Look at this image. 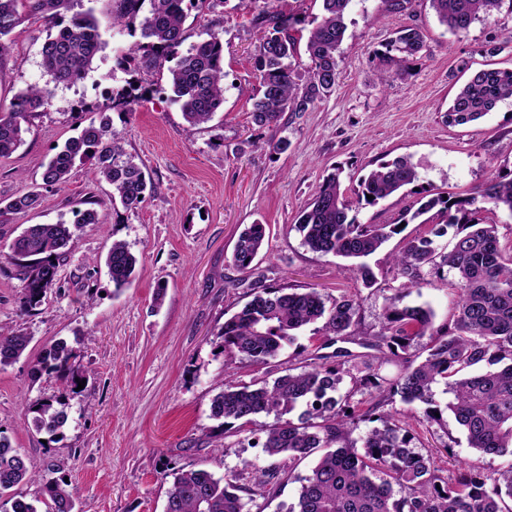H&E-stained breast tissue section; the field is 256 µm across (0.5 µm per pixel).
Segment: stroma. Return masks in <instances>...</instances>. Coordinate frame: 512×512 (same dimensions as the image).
Instances as JSON below:
<instances>
[{"mask_svg": "<svg viewBox=\"0 0 512 512\" xmlns=\"http://www.w3.org/2000/svg\"><path fill=\"white\" fill-rule=\"evenodd\" d=\"M114 0H93L105 49L82 82L55 87L47 111L24 125V142L0 158V198L31 189L47 201L34 211L0 216V251L30 224L72 222L74 210L96 211L98 221L82 225L57 269V282L41 306L25 313L19 301L25 283L13 263L0 258V327L21 329L31 342L15 363L0 368V435L23 454L32 472L62 464L77 497V512H164L168 475L183 469L244 471L260 457L257 444L275 423L261 414L246 426L224 425L211 415L213 397L225 373L249 383L274 380L295 365L301 351L317 352L325 337L314 327L270 364L257 367L219 351L225 320L252 295L233 265V251L246 225H268V242L257 268L270 284L314 288L335 297L353 287L347 259L311 252L296 229L301 210L323 178L340 172L341 189L355 200L359 180L370 169L409 158L420 174L407 187L374 205H360L363 224H390L416 210L417 187L464 196L491 173L512 171V99L481 120L454 126L444 120L449 102L469 70L512 69V0L460 37L447 32L429 0L388 10L380 0H354L342 44L341 74L334 93L314 109L284 113L269 126L254 123L259 88L254 48L263 35V0H211L192 9L185 22L188 42L219 34L224 42V110L192 127L170 100L167 71L147 75V101L132 111L113 110L111 133L143 169L148 189L137 209L112 205L111 187L90 165L73 170L61 185L44 187L43 166L57 145L76 136L91 115L76 111L77 100L101 101L132 77L126 55L138 35L112 27ZM419 26L426 47L407 62L402 75L382 76L370 52L397 29ZM42 23L16 28L10 49L0 55V105L29 85H44ZM499 45L490 54L491 45ZM287 141L279 149V141ZM437 220L404 225L367 259L376 283L362 289L360 335L379 332L384 297L399 287L392 255L405 238L438 230ZM126 242L137 257L131 284L115 289L104 265L113 241ZM428 305L434 325L448 322L457 297L449 281L411 292ZM66 341L72 371L47 374L36 359L56 341ZM83 380L75 389L73 379ZM60 397L68 414L61 437H43L32 425V408ZM442 423H414L410 445L433 455L449 471L469 465L499 469L508 457L470 448L451 411ZM280 468L275 494L255 498L249 512H286L298 498L299 477L313 459Z\"/></svg>", "mask_w": 512, "mask_h": 512, "instance_id": "1", "label": "stroma"}]
</instances>
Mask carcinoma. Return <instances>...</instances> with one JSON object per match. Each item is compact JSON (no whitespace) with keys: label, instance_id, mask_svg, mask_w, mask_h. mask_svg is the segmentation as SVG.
<instances>
[{"label":"carcinoma","instance_id":"cac0c4a2","mask_svg":"<svg viewBox=\"0 0 512 512\" xmlns=\"http://www.w3.org/2000/svg\"><path fill=\"white\" fill-rule=\"evenodd\" d=\"M77 0H0V56L12 44L15 29L26 21H42L48 27L41 48L49 82L69 85L82 80L105 42L93 9L75 10ZM112 27L140 32L136 46L138 68L149 72L166 62L170 100L179 106L191 126L205 124L224 111V43L219 35L197 41L182 50L188 11L207 0H115ZM322 14L304 21L267 11L265 34L255 48L259 95L253 103L259 126L277 123L286 112L298 114L313 109L336 89L340 77L341 45L345 19L353 0H321ZM149 8H144V4ZM440 23L455 36L489 19L502 0H430ZM310 26L306 53L310 65L305 84L297 83V40L291 34L302 23ZM425 48L421 28L407 25L372 52V58L395 66L417 57ZM140 85L136 94H112L104 102L80 105L94 117L78 135L69 138L50 157L42 173L46 186L65 183L76 165L93 166L95 175L112 186V202L126 210L137 208L147 190L142 168L112 139L111 112L143 101L149 94ZM51 91L28 86L19 90L8 108L0 107V158L15 153L23 144V123L45 109ZM512 98V70L481 69L470 76L452 99L448 122L466 125L485 117L497 104ZM419 181L416 166L408 158L380 164L360 180L357 204L385 199ZM373 199H367V196ZM46 198L28 190L0 199V215L36 209ZM419 207L402 215L408 224L436 211L443 223L460 227L452 248L435 243L444 236L416 235L405 240L394 255L396 277L401 287L386 297L381 330L364 337L363 345L376 354L353 355L340 351L333 365L312 354L296 367H287L274 379L238 383L225 377L224 390L211 402L216 419L243 421L265 414L276 422L260 442L267 457L282 456L301 461L319 456L310 473L298 478L297 504L288 512H512V463L493 471L472 467L455 477L444 474L433 457L409 447L401 426L409 416L418 422H440L435 413L449 409L467 432L470 447L484 455H512V241H500L495 224H482L473 215L504 210L512 215V177L490 175L466 197H443L420 192ZM352 203L341 191L340 172L323 179L301 211L297 229L302 245L314 253L345 258H365L379 250L388 238L400 232L396 224H360ZM97 223L95 211L77 210L67 224H29L9 245L7 258L19 267L26 282L22 307L40 306L56 282L60 259L71 251L75 229ZM266 225L250 224L239 235L233 261L243 273L255 270L254 261L265 245ZM137 258L128 245L114 241L105 264L115 288L132 281ZM456 278L457 314L448 324L433 326V311L406 301L409 290ZM252 299L219 333L220 347L227 355L252 365L264 366L278 358L295 341L301 329L321 324L319 330L333 341L355 339L361 324L360 292H345L328 298L314 288L273 287L258 279L250 284ZM31 337L22 330L0 331V367L18 360ZM72 350L64 341L45 349L39 369L48 373L70 370ZM504 360L509 364L477 371L483 362ZM398 367L386 379L382 365ZM348 377L352 387L339 394ZM453 399L442 405L437 387ZM368 395L367 404L353 401ZM399 398L405 409H385ZM306 410L298 421L284 418L296 408ZM37 431L51 436L67 423L65 403L58 397L43 399L33 407ZM372 427L362 437L354 436L360 424ZM251 483L242 474L227 470L215 476L205 470L173 474L166 492L164 512H249L247 502L271 493L278 471L258 459L251 463ZM60 466L36 475L25 457L0 436V497L23 481L39 479L52 502V512H76V496L64 479L56 476Z\"/></svg>","mask_w":512,"mask_h":512}]
</instances>
